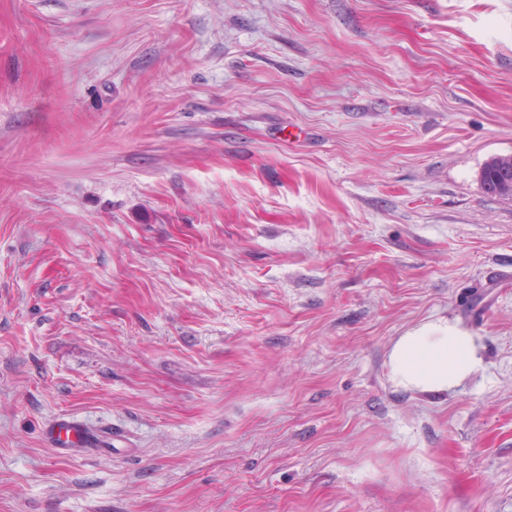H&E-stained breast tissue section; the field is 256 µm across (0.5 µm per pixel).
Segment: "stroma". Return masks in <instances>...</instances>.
I'll return each instance as SVG.
<instances>
[{"mask_svg":"<svg viewBox=\"0 0 512 512\" xmlns=\"http://www.w3.org/2000/svg\"><path fill=\"white\" fill-rule=\"evenodd\" d=\"M506 155L512 0H0V512H512ZM502 169H509L510 174L512 175V156H499L494 157L490 159L488 162L485 163L483 166L481 173H480V180L481 183L487 192L485 188V184L487 182L493 183L492 181H497L498 175L500 174V171ZM489 193V192H487ZM491 195L495 196H501V197H511L512 196V183L511 178L509 179L508 185H502L501 188L496 191L495 193H489ZM399 386L422 394L458 387L481 365L478 336L441 320L400 336L389 354ZM46 436L52 448L62 455L80 452L94 444L93 435L73 418L55 420L48 427Z\"/></svg>","mask_w":512,"mask_h":512,"instance_id":"stroma-1","label":"stroma"}]
</instances>
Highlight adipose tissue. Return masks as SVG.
I'll return each instance as SVG.
<instances>
[{
    "instance_id": "obj_1",
    "label": "adipose tissue",
    "mask_w": 512,
    "mask_h": 512,
    "mask_svg": "<svg viewBox=\"0 0 512 512\" xmlns=\"http://www.w3.org/2000/svg\"><path fill=\"white\" fill-rule=\"evenodd\" d=\"M389 360L399 386L439 394L458 387L480 367V340L456 323L431 322L400 336Z\"/></svg>"
}]
</instances>
